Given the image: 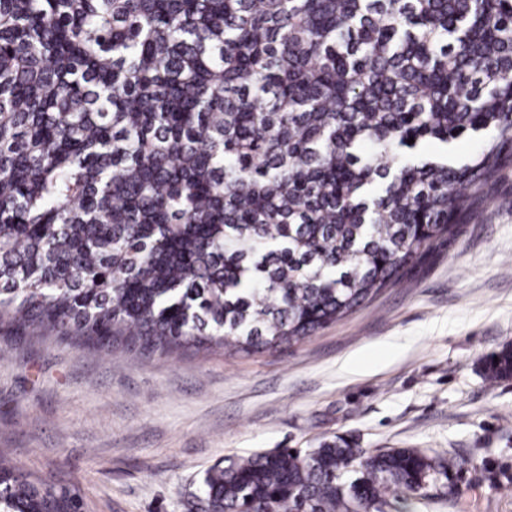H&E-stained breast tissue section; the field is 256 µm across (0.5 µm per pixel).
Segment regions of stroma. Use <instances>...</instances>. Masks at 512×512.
Returning a JSON list of instances; mask_svg holds the SVG:
<instances>
[{
	"label": "stroma",
	"mask_w": 512,
	"mask_h": 512,
	"mask_svg": "<svg viewBox=\"0 0 512 512\" xmlns=\"http://www.w3.org/2000/svg\"><path fill=\"white\" fill-rule=\"evenodd\" d=\"M512 158L471 219L405 279L305 340L145 358L0 345V455L89 512H195L217 462L342 437L463 460L388 512H512ZM494 357L498 362H494ZM486 376L491 381L512 378V345L505 346L500 352L485 362Z\"/></svg>",
	"instance_id": "1"
}]
</instances>
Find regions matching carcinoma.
Returning a JSON list of instances; mask_svg holds the SVG:
<instances>
[{"label": "carcinoma", "instance_id": "cac0c4a2", "mask_svg": "<svg viewBox=\"0 0 512 512\" xmlns=\"http://www.w3.org/2000/svg\"><path fill=\"white\" fill-rule=\"evenodd\" d=\"M506 149L512 0H0V340L297 343L450 238ZM462 465L340 439L223 460L201 496L380 512ZM71 493L0 460V512Z\"/></svg>", "mask_w": 512, "mask_h": 512}]
</instances>
